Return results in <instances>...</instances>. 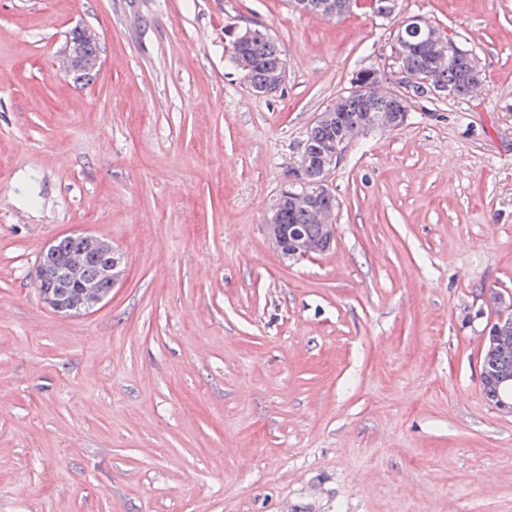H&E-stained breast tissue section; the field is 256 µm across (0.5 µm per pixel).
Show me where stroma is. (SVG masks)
<instances>
[{
  "instance_id": "obj_1",
  "label": "stroma",
  "mask_w": 512,
  "mask_h": 512,
  "mask_svg": "<svg viewBox=\"0 0 512 512\" xmlns=\"http://www.w3.org/2000/svg\"><path fill=\"white\" fill-rule=\"evenodd\" d=\"M471 51L472 97L415 101L331 173L335 241L264 218L318 113L387 65L372 0H0V512H512V415L486 401L512 295V0H399ZM286 53L272 96L228 27ZM95 31L91 80L66 71ZM106 239L90 313L48 308L45 247Z\"/></svg>"
}]
</instances>
